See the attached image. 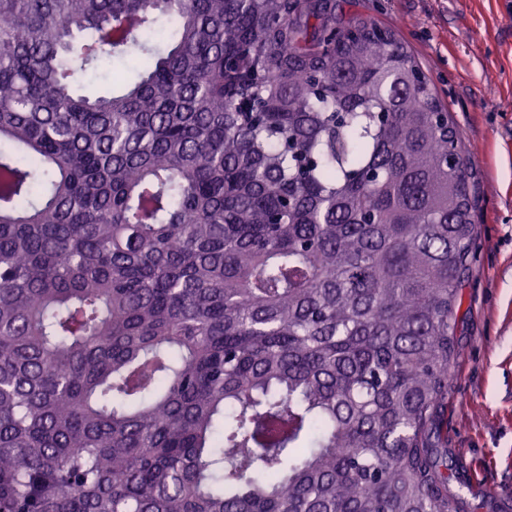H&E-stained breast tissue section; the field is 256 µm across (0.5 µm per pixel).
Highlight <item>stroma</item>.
<instances>
[{
  "instance_id": "35a3bbf8",
  "label": "stroma",
  "mask_w": 512,
  "mask_h": 512,
  "mask_svg": "<svg viewBox=\"0 0 512 512\" xmlns=\"http://www.w3.org/2000/svg\"><path fill=\"white\" fill-rule=\"evenodd\" d=\"M392 28L470 155L477 239L448 376V446L512 493V0H336Z\"/></svg>"
}]
</instances>
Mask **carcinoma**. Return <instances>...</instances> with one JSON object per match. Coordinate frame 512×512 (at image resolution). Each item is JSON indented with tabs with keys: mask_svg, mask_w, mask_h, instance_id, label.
I'll list each match as a JSON object with an SVG mask.
<instances>
[{
	"mask_svg": "<svg viewBox=\"0 0 512 512\" xmlns=\"http://www.w3.org/2000/svg\"><path fill=\"white\" fill-rule=\"evenodd\" d=\"M475 239L336 0H0V512H507L448 448ZM141 65L130 58H114L100 64L96 72L90 75L93 83L87 85V91L97 93L112 89L133 78Z\"/></svg>",
	"mask_w": 512,
	"mask_h": 512,
	"instance_id": "obj_1",
	"label": "carcinoma"
}]
</instances>
